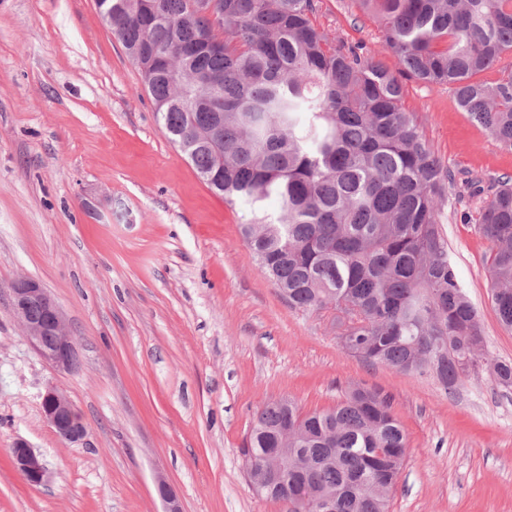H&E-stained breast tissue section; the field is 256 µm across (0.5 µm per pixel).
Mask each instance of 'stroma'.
<instances>
[{
    "mask_svg": "<svg viewBox=\"0 0 512 512\" xmlns=\"http://www.w3.org/2000/svg\"><path fill=\"white\" fill-rule=\"evenodd\" d=\"M314 19L394 68L355 0H318ZM403 85L454 178L448 256L488 352L512 361L476 227L512 176V150L448 86ZM249 211L163 135L95 0H0V512H164L161 477L183 512H288L244 470L254 412L280 398L326 410L358 385L387 395L407 434L390 512H512V390L479 370L448 392L345 351L333 313L291 308L263 274L240 232ZM20 277L61 306L76 371L54 370L25 339L8 296ZM51 386L81 415L83 443L64 444L44 420ZM20 439L46 464L41 485L11 465Z\"/></svg>",
    "mask_w": 512,
    "mask_h": 512,
    "instance_id": "1",
    "label": "stroma"
}]
</instances>
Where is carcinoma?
<instances>
[{
	"mask_svg": "<svg viewBox=\"0 0 512 512\" xmlns=\"http://www.w3.org/2000/svg\"><path fill=\"white\" fill-rule=\"evenodd\" d=\"M378 23L398 71L315 25L316 0H96L140 70L162 133L194 121L207 139L184 149L205 184L244 199L242 225L268 279L301 311L336 312L342 348L370 363L434 376L455 390L494 364L477 309L459 284L442 230L451 175L402 107L401 79L447 85L458 106L512 149V0H356ZM280 204L272 217L264 203ZM492 244L491 301L512 329V177L480 215ZM286 463L263 497L310 488L293 512H388L407 437L387 396L356 387L329 410L288 399L259 408L254 468Z\"/></svg>",
	"mask_w": 512,
	"mask_h": 512,
	"instance_id": "1",
	"label": "carcinoma"
}]
</instances>
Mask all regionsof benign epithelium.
<instances>
[{
  "mask_svg": "<svg viewBox=\"0 0 512 512\" xmlns=\"http://www.w3.org/2000/svg\"><path fill=\"white\" fill-rule=\"evenodd\" d=\"M10 294L13 312L22 324L26 340L37 354L57 369H77L75 340L60 306L46 289L35 280L22 277L11 283ZM33 309L37 313H31ZM41 411L60 441L68 444L84 441L86 427L63 392L48 390L43 396ZM11 456L14 469L27 484H43L47 474L45 462L26 441H16Z\"/></svg>",
  "mask_w": 512,
  "mask_h": 512,
  "instance_id": "7a95c632",
  "label": "benign epithelium"
}]
</instances>
